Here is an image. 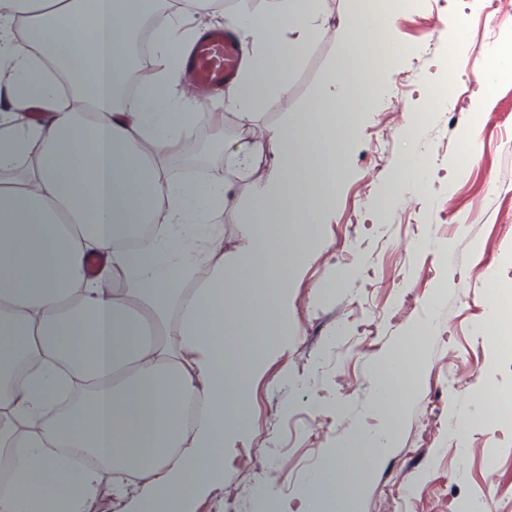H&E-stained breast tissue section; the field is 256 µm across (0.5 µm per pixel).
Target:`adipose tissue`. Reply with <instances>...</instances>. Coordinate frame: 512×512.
<instances>
[{
  "instance_id": "ef3b65f1",
  "label": "adipose tissue",
  "mask_w": 512,
  "mask_h": 512,
  "mask_svg": "<svg viewBox=\"0 0 512 512\" xmlns=\"http://www.w3.org/2000/svg\"><path fill=\"white\" fill-rule=\"evenodd\" d=\"M212 3L0 0V447L11 469L0 512H85L105 485L134 512H170L223 482L224 438L245 422L258 363L238 343L288 339V246L322 223L336 187L312 162L335 157L367 90L342 61L299 112L231 150L234 178L266 155L276 173L238 209L247 246L226 262L217 218L235 206L232 180H173L166 166L210 106L183 74L203 31L188 18ZM147 17L154 67L128 99L126 47ZM231 21L242 63L215 104L245 117L286 91L275 60L299 59L328 29L322 0H269ZM342 30L371 34L379 67L403 49L392 17L366 0H346ZM147 214L155 233L126 243ZM93 255L105 262L90 276ZM115 270L123 285L112 289ZM252 288L257 313L242 300ZM78 382L87 400L48 418ZM387 445L383 433L340 445L308 479L307 512H324L349 475L366 479Z\"/></svg>"
}]
</instances>
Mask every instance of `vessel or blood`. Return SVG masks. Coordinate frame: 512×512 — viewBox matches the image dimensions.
I'll use <instances>...</instances> for the list:
<instances>
[{"label":"vessel or blood","instance_id":"b4317fda","mask_svg":"<svg viewBox=\"0 0 512 512\" xmlns=\"http://www.w3.org/2000/svg\"><path fill=\"white\" fill-rule=\"evenodd\" d=\"M240 46L236 38L221 27L203 33L187 60L192 89L208 98L222 92L235 76Z\"/></svg>","mask_w":512,"mask_h":512}]
</instances>
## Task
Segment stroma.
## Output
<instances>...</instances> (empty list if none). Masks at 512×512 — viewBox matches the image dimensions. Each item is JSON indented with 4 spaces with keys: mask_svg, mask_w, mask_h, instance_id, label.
I'll return each mask as SVG.
<instances>
[{
    "mask_svg": "<svg viewBox=\"0 0 512 512\" xmlns=\"http://www.w3.org/2000/svg\"><path fill=\"white\" fill-rule=\"evenodd\" d=\"M322 6L324 38L278 62L287 92L248 119L224 112L226 143L299 111L354 53L338 28L345 0ZM510 18L512 0H410L396 17L404 53L388 69L354 70L375 101L337 144L325 219L288 263L292 334L248 376L247 426L224 440L223 486L188 512H224L228 496L236 512H258L254 495L267 485L277 512H302L307 474L364 432L388 433L390 444L330 512H460L465 502L512 512V421L482 418L512 391V356L495 345L512 327V82L484 85L486 53ZM405 155L420 157L426 176L401 198L393 178ZM352 267L356 277L342 278ZM384 388L405 394L397 418L376 406Z\"/></svg>",
    "mask_w": 512,
    "mask_h": 512,
    "instance_id": "1",
    "label": "stroma"
}]
</instances>
